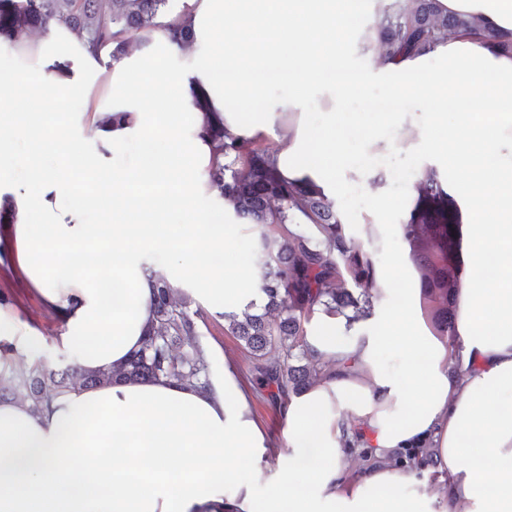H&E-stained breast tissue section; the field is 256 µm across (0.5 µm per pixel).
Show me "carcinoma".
<instances>
[{
	"label": "carcinoma",
	"mask_w": 512,
	"mask_h": 512,
	"mask_svg": "<svg viewBox=\"0 0 512 512\" xmlns=\"http://www.w3.org/2000/svg\"><path fill=\"white\" fill-rule=\"evenodd\" d=\"M172 0H0V43L14 44L19 35L44 33L58 22L86 40L92 52L112 45V59L146 46L152 34L168 28L173 40L186 46L194 34L187 20L165 25ZM464 32L486 37L476 20L448 15L438 0L399 2L381 10L368 31L384 58L404 60L425 54L449 36ZM202 135L214 146V162L206 172L208 190L224 199L235 220L253 226L256 248L263 256L257 274L263 308L250 302L239 311L224 312L228 330L253 363L252 381L273 404L307 390L333 368L316 358L307 342L306 325L315 314L344 316L348 322L366 315L375 298L376 263L344 233L346 220L320 190L279 177L271 157L278 147L263 139L241 140L218 120L208 122ZM415 204L400 225L409 247L423 295L433 302L436 331L455 337L454 291L459 287L461 260L453 211L443 197L440 179L431 168L413 185ZM156 325L141 349L119 369L82 371L71 364L51 366L38 358L26 369L10 362L0 365V398L27 391L39 405L66 390L110 384L116 380L174 378L204 387L209 365L203 358L196 319L187 301L168 279L156 272Z\"/></svg>",
	"instance_id": "1"
}]
</instances>
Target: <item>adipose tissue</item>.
<instances>
[{
	"label": "adipose tissue",
	"instance_id": "obj_1",
	"mask_svg": "<svg viewBox=\"0 0 512 512\" xmlns=\"http://www.w3.org/2000/svg\"><path fill=\"white\" fill-rule=\"evenodd\" d=\"M190 3L194 50L156 31L113 61L107 100L90 91L108 51L90 54L57 24L31 45L39 82L0 78V209L12 217L0 257L57 316L74 363L107 371L141 347L156 271L212 315L228 300L261 302L259 258L235 255L238 227L206 189V121L274 137L280 177L332 198L345 100L398 68L416 80L388 86L394 106L378 125H401L400 102H420L419 157L463 177L447 190L464 262L456 339L428 328L415 283L356 322L346 343L338 317L318 313L307 342L337 370L289 401L280 442L251 415L252 392L217 345L204 357L224 370L204 387L127 380L47 405L1 399L0 512H512V54L453 36L429 55L367 69L363 31L379 19L378 0ZM439 4L512 34V0ZM62 39L71 56L54 53ZM21 95L38 105L81 96L85 106L48 140L41 113L17 109ZM245 100L259 110L237 111ZM378 125L365 136L377 152L390 146ZM423 445L432 463L401 462ZM353 449L366 459L351 470Z\"/></svg>",
	"mask_w": 512,
	"mask_h": 512
}]
</instances>
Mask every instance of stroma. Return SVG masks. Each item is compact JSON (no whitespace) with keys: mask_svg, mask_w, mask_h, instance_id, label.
<instances>
[{"mask_svg":"<svg viewBox=\"0 0 512 512\" xmlns=\"http://www.w3.org/2000/svg\"><path fill=\"white\" fill-rule=\"evenodd\" d=\"M386 135L393 141L394 147L383 156L384 179L375 183L358 174L357 168L362 164L364 146L362 136H355L349 143V166L341 172L344 187L334 199L337 209L351 226L356 245L372 252L377 265L382 267L408 260L409 250L400 234L391 230L375 236L370 233L369 228L374 224H388L392 227L406 220L405 196L427 167L426 162L420 161L410 147V137L401 128H389ZM378 197L388 201L387 207L379 212L372 205L373 200ZM0 290L11 294L10 308L20 331L19 336L14 339L15 367L28 366L40 356L56 364L68 362L71 352L62 341L63 326L43 311L38 299L25 288L23 282L15 278L11 271L1 268ZM31 331L38 332L42 340V345L36 352L28 350L24 345L23 336Z\"/></svg>","mask_w":512,"mask_h":512,"instance_id":"1","label":"stroma"}]
</instances>
